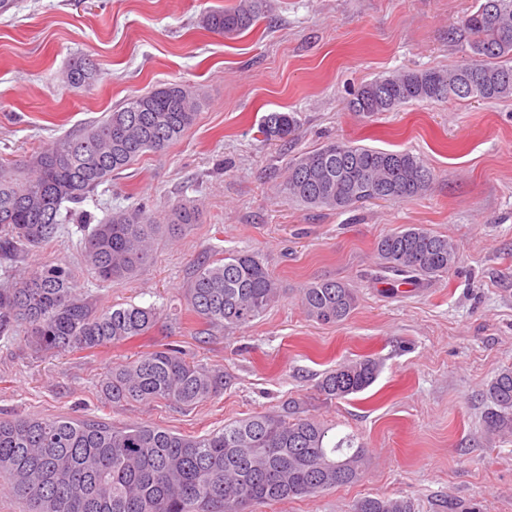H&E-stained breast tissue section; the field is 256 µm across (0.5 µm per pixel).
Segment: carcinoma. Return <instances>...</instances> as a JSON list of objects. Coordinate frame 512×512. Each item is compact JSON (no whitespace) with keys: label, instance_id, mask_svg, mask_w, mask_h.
Here are the masks:
<instances>
[{"label":"carcinoma","instance_id":"1","mask_svg":"<svg viewBox=\"0 0 512 512\" xmlns=\"http://www.w3.org/2000/svg\"><path fill=\"white\" fill-rule=\"evenodd\" d=\"M264 0H238L207 13L203 26L230 36L259 20ZM473 60L448 71L407 69L379 76L352 93L349 111L372 118L415 101L512 98V0H477L461 21ZM91 60L78 57L66 70L69 87H90ZM197 91L172 83L135 96L106 117L62 136L28 158L0 162V258L14 264L63 233L61 207L78 205L100 185L134 164L146 150L160 153L194 123ZM300 126L295 112H270L260 132L286 142ZM434 175L408 150L384 151L331 142L290 162L285 190L312 208L346 209L367 201L411 199L426 193ZM199 209L177 202L158 220L145 208H117L91 226L81 253L103 283H121L147 262L162 234L176 237L198 223ZM380 269L398 285L444 276L456 266L455 244L420 225L381 237ZM0 283V333L21 328L36 351H94L146 336L159 324L153 307L131 304L98 311L75 291L73 270L45 262ZM280 294L276 277L258 253L240 250L202 262L189 285L190 311L209 327L242 328ZM300 302L323 324L347 320L355 289L324 279L307 283ZM381 362L364 357L340 363L317 383L326 401L368 389ZM114 406L164 400L193 406L224 391V371L194 364L174 348L146 353L110 369L99 381ZM486 427L512 436V367L489 383ZM313 417L259 414L194 437L154 425L115 428L103 421L59 416L0 419V476L31 512H244L250 504L305 497L356 481L364 448L351 436L337 439ZM353 512H415L404 499L364 497Z\"/></svg>","mask_w":512,"mask_h":512}]
</instances>
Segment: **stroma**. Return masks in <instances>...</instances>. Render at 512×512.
Wrapping results in <instances>:
<instances>
[{"label": "stroma", "instance_id": "stroma-1", "mask_svg": "<svg viewBox=\"0 0 512 512\" xmlns=\"http://www.w3.org/2000/svg\"><path fill=\"white\" fill-rule=\"evenodd\" d=\"M238 0H9L0 10V159L30 156L135 95L181 83L199 90L194 124L161 154L145 153L82 204L103 220L116 208L160 213L195 203L198 224L159 238L150 261L119 284L100 282L79 256L84 227L29 255L68 263L97 309L154 306L151 335L90 353L36 351L22 332L0 334V418L69 416L120 427L143 423L203 436L260 413L314 417L355 436L367 462L357 481L253 512H352L366 496L404 498L417 512H512V438L486 431L485 389L512 366V100L411 102L373 121L349 112L350 93L404 69H452L470 54L449 33L476 0H266L247 31L202 28ZM85 56L96 84L62 81ZM270 112L297 113L292 143L258 131ZM419 155L430 191L341 211L306 206L283 189L289 162L329 141ZM417 224L450 237L460 261L410 289L378 280L375 244ZM256 251L281 299L249 326L202 333L186 290L198 263ZM352 285L357 307L341 324L303 312L304 284ZM169 345L223 369V393L184 407H115L99 381L112 367ZM362 356L376 382L323 400L322 374Z\"/></svg>", "mask_w": 512, "mask_h": 512}]
</instances>
